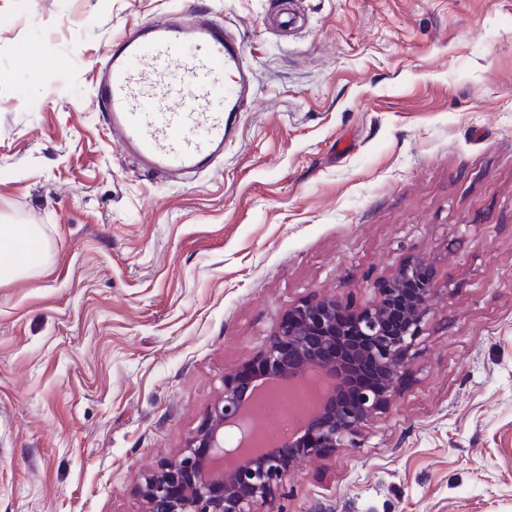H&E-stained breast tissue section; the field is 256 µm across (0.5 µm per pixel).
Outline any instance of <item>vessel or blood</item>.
Segmentation results:
<instances>
[{"label":"vessel or blood","mask_w":512,"mask_h":512,"mask_svg":"<svg viewBox=\"0 0 512 512\" xmlns=\"http://www.w3.org/2000/svg\"><path fill=\"white\" fill-rule=\"evenodd\" d=\"M250 83L237 41L188 8L131 26L106 49L94 104L115 149L178 185L223 157L252 101Z\"/></svg>","instance_id":"obj_1"}]
</instances>
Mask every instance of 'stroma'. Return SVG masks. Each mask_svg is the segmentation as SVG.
<instances>
[{"label":"stroma","instance_id":"35a3bbf8","mask_svg":"<svg viewBox=\"0 0 512 512\" xmlns=\"http://www.w3.org/2000/svg\"><path fill=\"white\" fill-rule=\"evenodd\" d=\"M187 4L0 0V225L52 246L0 285V512H144L291 306L361 308L417 257L439 290L396 393L277 506L512 512V0H203L254 103L173 187L112 146L94 65Z\"/></svg>","mask_w":512,"mask_h":512}]
</instances>
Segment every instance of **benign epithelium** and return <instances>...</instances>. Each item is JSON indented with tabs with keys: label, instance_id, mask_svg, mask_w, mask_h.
Instances as JSON below:
<instances>
[{
	"label": "benign epithelium",
	"instance_id": "1",
	"mask_svg": "<svg viewBox=\"0 0 512 512\" xmlns=\"http://www.w3.org/2000/svg\"><path fill=\"white\" fill-rule=\"evenodd\" d=\"M429 262L399 266L379 297L351 312L336 296L302 301L247 365L253 376L234 370L205 422L176 457L160 460L144 476V512H279L284 479L305 461L358 446V438L392 399L408 354L422 335L437 290L424 276ZM375 368L373 379L362 376ZM320 376L324 393L283 431L277 444L254 454L259 425L247 408L257 385H298ZM251 426L236 445L224 443V429Z\"/></svg>",
	"mask_w": 512,
	"mask_h": 512
}]
</instances>
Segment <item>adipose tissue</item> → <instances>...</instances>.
I'll return each mask as SVG.
<instances>
[{"instance_id": "1", "label": "adipose tissue", "mask_w": 512, "mask_h": 512, "mask_svg": "<svg viewBox=\"0 0 512 512\" xmlns=\"http://www.w3.org/2000/svg\"><path fill=\"white\" fill-rule=\"evenodd\" d=\"M48 250L36 224L0 225V283L36 273Z\"/></svg>"}]
</instances>
